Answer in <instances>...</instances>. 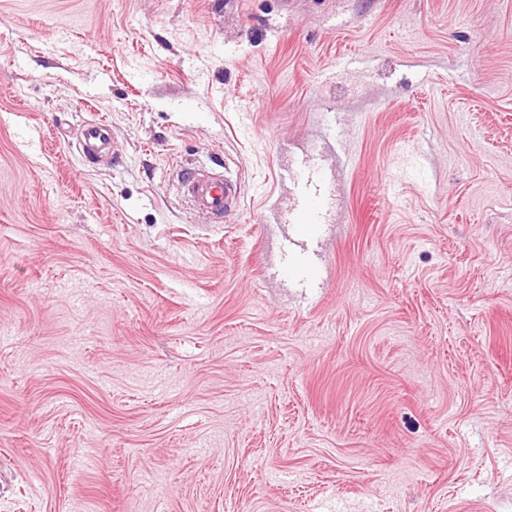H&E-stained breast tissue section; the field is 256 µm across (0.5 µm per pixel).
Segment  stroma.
<instances>
[{"label":"stroma","instance_id":"obj_1","mask_svg":"<svg viewBox=\"0 0 512 512\" xmlns=\"http://www.w3.org/2000/svg\"><path fill=\"white\" fill-rule=\"evenodd\" d=\"M0 512H512V0H0ZM111 131L104 121L86 123L79 133V149L86 156L102 157L108 150ZM180 187L183 197L197 210L224 217L235 188L224 178L210 176L194 168L181 170ZM281 252L284 258L283 273L299 272V284L304 288H320L321 270L303 257H298L292 246L286 240L281 245Z\"/></svg>","mask_w":512,"mask_h":512}]
</instances>
